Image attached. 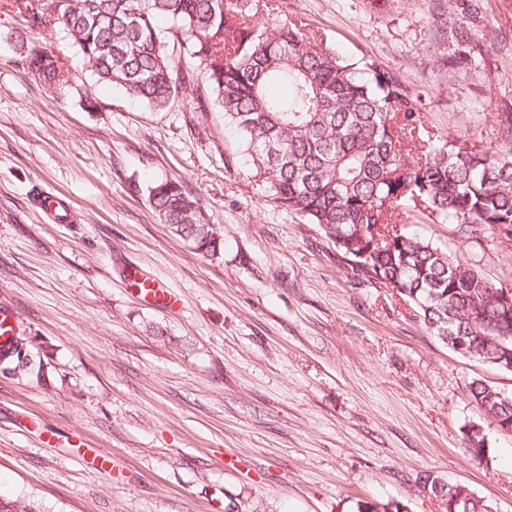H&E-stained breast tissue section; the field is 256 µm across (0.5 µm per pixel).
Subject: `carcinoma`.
<instances>
[{"label": "carcinoma", "mask_w": 512, "mask_h": 512, "mask_svg": "<svg viewBox=\"0 0 512 512\" xmlns=\"http://www.w3.org/2000/svg\"><path fill=\"white\" fill-rule=\"evenodd\" d=\"M12 7L32 27L60 23L97 82L155 111L202 73L193 111H208L209 99L223 113L267 198L318 225L359 285L395 291L448 349L512 372V286L394 221L396 211L411 210L454 225L467 240L511 241V112L494 115L496 148L438 139L392 71L374 60L357 70L305 25L264 19L275 11L271 0H13ZM160 18L173 23L167 38ZM17 47L32 76L50 86L72 82L54 51L22 38ZM476 54L463 28L448 63L470 69ZM148 200L174 234L207 257L221 254L222 239L180 184L158 183ZM22 345L16 336V358L0 357L4 369L31 364ZM467 391L490 424L512 426V396L477 378ZM465 441L475 458L486 455L482 425H469ZM422 490L444 512H497L437 476L425 475Z\"/></svg>", "instance_id": "1"}]
</instances>
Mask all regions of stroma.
Listing matches in <instances>:
<instances>
[{
    "label": "stroma",
    "instance_id": "obj_1",
    "mask_svg": "<svg viewBox=\"0 0 512 512\" xmlns=\"http://www.w3.org/2000/svg\"><path fill=\"white\" fill-rule=\"evenodd\" d=\"M5 2L0 305L43 365L0 370V496L42 512H444L429 473L512 512V436L488 427L481 460L463 442L484 419L467 382L512 394V372L448 350L391 289L355 285L318 225L263 197L234 130L192 91L157 112L99 86L60 25L28 29ZM276 7L347 61L394 71L435 136L495 144L492 113L512 112V0ZM465 22L482 59L458 69L445 60ZM22 35L63 50L72 84L32 78ZM167 180L199 200L219 258L155 215L148 188ZM43 190L69 199L73 222L42 216ZM396 221L512 285V243L482 251L422 214ZM135 266L180 309L136 299ZM101 452L109 471L91 463Z\"/></svg>",
    "mask_w": 512,
    "mask_h": 512
}]
</instances>
